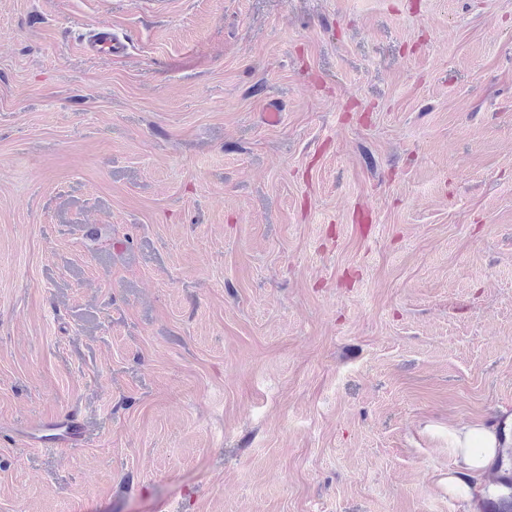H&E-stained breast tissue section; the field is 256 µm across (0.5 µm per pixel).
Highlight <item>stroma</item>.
Returning a JSON list of instances; mask_svg holds the SVG:
<instances>
[{"label": "stroma", "mask_w": 512, "mask_h": 512, "mask_svg": "<svg viewBox=\"0 0 512 512\" xmlns=\"http://www.w3.org/2000/svg\"><path fill=\"white\" fill-rule=\"evenodd\" d=\"M506 411L512 0H0V512H468ZM87 47L94 49L98 55L118 57L124 53L127 44L125 39L121 40L119 37L112 35L111 37L104 36L101 39L90 40L87 43ZM512 445V413L504 412L498 421L462 424L448 429V448L453 468L448 471V494L469 503L472 512L484 496H492L497 488L484 489L481 475L499 459L505 458L508 443ZM43 429L54 431V434H52L53 442L60 446H83L86 439V429L83 421L77 416L64 414L58 419L28 430L26 443L29 445L40 443L42 436H39V434Z\"/></svg>", "instance_id": "1"}]
</instances>
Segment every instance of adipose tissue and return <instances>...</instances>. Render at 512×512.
<instances>
[{
    "instance_id": "1",
    "label": "adipose tissue",
    "mask_w": 512,
    "mask_h": 512,
    "mask_svg": "<svg viewBox=\"0 0 512 512\" xmlns=\"http://www.w3.org/2000/svg\"><path fill=\"white\" fill-rule=\"evenodd\" d=\"M512 442V413H503L489 423L462 424L448 430V448L453 467L448 473L449 495L478 508L482 498L495 495V488L483 487L481 475L506 455Z\"/></svg>"
}]
</instances>
